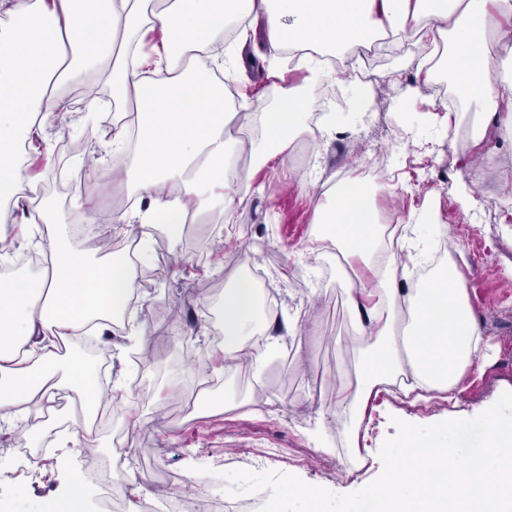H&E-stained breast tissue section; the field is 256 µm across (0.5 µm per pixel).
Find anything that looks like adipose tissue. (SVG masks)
Instances as JSON below:
<instances>
[{"label": "adipose tissue", "instance_id": "1", "mask_svg": "<svg viewBox=\"0 0 512 512\" xmlns=\"http://www.w3.org/2000/svg\"><path fill=\"white\" fill-rule=\"evenodd\" d=\"M235 11L263 20L271 61L300 53L294 68L302 82L282 85L276 109L242 113L226 102L216 73L242 71L240 47L249 38L243 27L225 44ZM414 30L424 43L447 41L452 78L477 108L472 118L445 113L443 123H471L475 150L491 129L512 142V78L474 52L512 44V0H0V260L18 243L46 259L37 276L0 277V421L25 420L31 436L42 434L43 412L63 388L55 378L61 343L89 331L106 335L116 324L142 342L146 311L132 303L136 264L151 260L155 232L178 243L189 215L216 201L233 208L237 182L287 161L289 145L310 132L303 88L324 76L325 53H357L378 33L400 41ZM92 76L109 85L116 104L113 150H132L112 186L133 187L136 201L113 210L110 222L134 231V262L100 254L90 239L69 244L53 203L39 196L32 157L20 152L32 126L53 120L62 90ZM235 123L263 131L250 168L238 173L229 163ZM33 198L36 221L14 224L13 210ZM315 217L325 230L312 247L337 253L352 285V343L360 352L354 375L336 386L337 412L360 422L371 397L399 381L418 400L430 392L456 397L485 346L456 263L413 279L397 256L416 241L404 234L385 244L374 191L357 180L322 194ZM223 310L227 372L244 360L264 369L297 333L287 318L260 311L241 276L225 289Z\"/></svg>", "mask_w": 512, "mask_h": 512}]
</instances>
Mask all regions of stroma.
Returning <instances> with one entry per match:
<instances>
[{"label":"stroma","instance_id":"obj_1","mask_svg":"<svg viewBox=\"0 0 512 512\" xmlns=\"http://www.w3.org/2000/svg\"><path fill=\"white\" fill-rule=\"evenodd\" d=\"M415 39L393 41L373 60L342 62V72L306 87L318 110L307 112L306 124L320 113L339 116L334 137L308 136L312 162L299 168L258 171L242 204L234 207V223L211 208L186 224L178 247L148 265L139 288L151 334L149 365L135 364L136 348L125 333L113 335L108 363L90 357L80 341L60 349L62 361H81L94 369L111 408L126 411L137 426L134 440L154 450L145 464L131 463L126 472L131 499L194 493L204 482V469L224 465L297 475L305 482L336 493H350L374 481L382 471L380 448L395 435L392 418L431 425L470 418L491 407L503 392L512 391V198L499 191L502 175L512 172V144L488 140L491 161L472 164L465 130L451 131L437 122L444 110L465 111L454 88L439 92L422 82L414 70L403 69L412 56L424 55ZM247 71L224 90L239 109L256 112L280 102V83L298 84L300 72L282 64L271 77L265 33L255 26L243 49ZM401 71L400 84L418 86L415 102L400 100V84L386 75ZM101 110L92 123L78 124L77 101L60 105L45 130L48 154L59 165L57 175L40 171V194L55 203L62 228L73 245H81L89 226L72 205L73 158L65 148L82 143L81 158L91 159L112 136L109 87L90 78ZM384 165L377 190L380 213L397 217L401 227L416 229L424 252L434 242L427 225L415 224L425 214L440 224L452 246L471 308L486 341L477 365L465 376L454 401L411 402L397 391L372 398L361 423L364 436L353 440L336 419L319 420V407L335 404L333 385L341 374L354 373L358 356L349 346L351 320L346 305L349 283L334 258L309 251L314 227V201L332 190L337 179L359 174L361 161ZM476 181L478 207L467 209L458 185ZM255 261L261 285L272 294L274 308H287L300 332L282 356L263 370L249 364L224 378L219 347L212 340L213 306L222 304L223 290L239 258ZM144 398L134 396V389ZM232 389V410L208 405L210 391ZM57 424L45 425L43 451L28 473L0 468V512H48L75 482L88 484L84 512H101L95 485L89 484L90 462L83 449L62 447ZM199 474H192V467ZM171 477L160 482L155 470Z\"/></svg>","mask_w":512,"mask_h":512}]
</instances>
